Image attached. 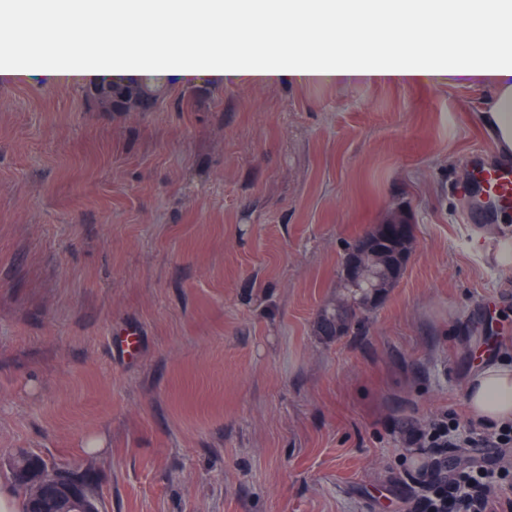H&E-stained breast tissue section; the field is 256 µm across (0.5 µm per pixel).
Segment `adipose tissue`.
<instances>
[{
    "instance_id": "adipose-tissue-1",
    "label": "adipose tissue",
    "mask_w": 512,
    "mask_h": 512,
    "mask_svg": "<svg viewBox=\"0 0 512 512\" xmlns=\"http://www.w3.org/2000/svg\"><path fill=\"white\" fill-rule=\"evenodd\" d=\"M62 18L66 44L51 55L30 58L31 68L56 79L141 78L178 75L226 83L293 79L345 84L373 81L418 84L429 81L490 84L497 98L488 119L499 144L512 147V0H48ZM497 24L481 25L488 8ZM284 17L275 46L249 53L243 43H224V23L248 27ZM414 21L413 40L399 33L365 47L366 32L391 18ZM346 19L344 46L314 33L325 22ZM129 31L163 29L149 51L130 40L108 42L116 24ZM93 27L99 39L78 41ZM469 415L484 424L512 422V365L489 363L470 375Z\"/></svg>"
}]
</instances>
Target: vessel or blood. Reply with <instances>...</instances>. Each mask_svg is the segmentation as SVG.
<instances>
[{"label":"vessel or blood","instance_id":"b4317fda","mask_svg":"<svg viewBox=\"0 0 512 512\" xmlns=\"http://www.w3.org/2000/svg\"><path fill=\"white\" fill-rule=\"evenodd\" d=\"M464 166L469 179L461 190L470 200L468 222L500 224L495 247L500 252L512 248V225L504 221L512 212V156H503L490 163L482 153L473 152L466 156Z\"/></svg>","mask_w":512,"mask_h":512}]
</instances>
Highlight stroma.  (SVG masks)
I'll return each mask as SVG.
<instances>
[{
    "label": "stroma",
    "mask_w": 512,
    "mask_h": 512,
    "mask_svg": "<svg viewBox=\"0 0 512 512\" xmlns=\"http://www.w3.org/2000/svg\"><path fill=\"white\" fill-rule=\"evenodd\" d=\"M86 92L0 80V481L31 451L93 463L100 512H410L431 452L409 436L512 357V261L458 191L467 154L500 153L494 88L202 77L143 112ZM397 213L404 274L319 335L348 246ZM448 457L512 487V448Z\"/></svg>",
    "instance_id": "1"
}]
</instances>
